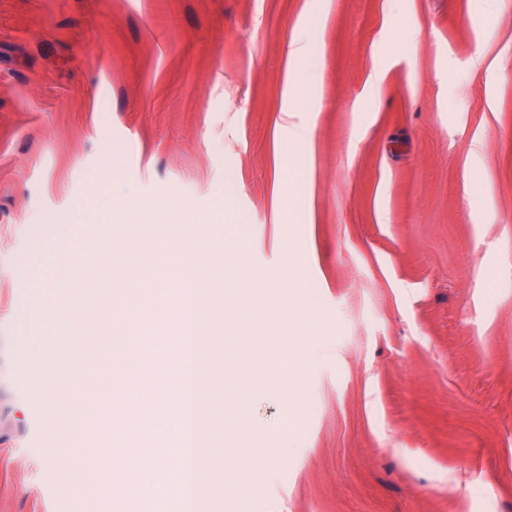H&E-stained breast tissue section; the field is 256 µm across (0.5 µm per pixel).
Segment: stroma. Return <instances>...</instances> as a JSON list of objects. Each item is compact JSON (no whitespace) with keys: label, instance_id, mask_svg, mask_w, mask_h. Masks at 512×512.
<instances>
[{"label":"stroma","instance_id":"1","mask_svg":"<svg viewBox=\"0 0 512 512\" xmlns=\"http://www.w3.org/2000/svg\"><path fill=\"white\" fill-rule=\"evenodd\" d=\"M301 37L311 100L288 114ZM134 200L224 215L284 319L324 315L291 435L279 395L250 409L269 429L239 459L275 465L215 512H512V0H0V512L97 508L93 408L35 393L24 313L72 260L109 276L104 225L154 234L112 224ZM138 316L114 307L101 343L86 308L56 362L75 391L137 367ZM48 459L61 465L68 475L79 474L84 467L83 458L74 452H66L63 448H48Z\"/></svg>","mask_w":512,"mask_h":512}]
</instances>
